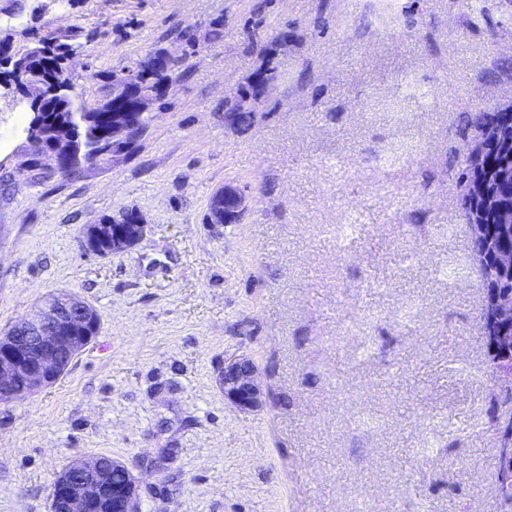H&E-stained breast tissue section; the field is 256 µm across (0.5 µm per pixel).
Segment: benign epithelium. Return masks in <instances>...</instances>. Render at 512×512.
Masks as SVG:
<instances>
[{"mask_svg": "<svg viewBox=\"0 0 512 512\" xmlns=\"http://www.w3.org/2000/svg\"><path fill=\"white\" fill-rule=\"evenodd\" d=\"M174 59L158 52L116 80V86L139 85L156 75L166 76L155 90L140 93L134 104L122 112L112 113L109 137L133 139L144 128L145 111L157 93L171 82ZM31 99L36 119L30 123L29 137L56 163L73 166L86 156L73 124L59 127L58 138H47L43 132L44 111L41 97L25 91ZM512 145V113L502 112L486 132L485 140L474 154L483 155L498 144ZM498 189L491 192L481 168L471 167L469 192L464 206L472 207L475 219L484 215L485 207L494 205V217L500 235L497 244H489L494 272L512 276V170L502 171ZM246 189L226 186L217 191L209 204V223L240 224L247 214ZM147 224L136 210H124L112 217L110 224H88L83 229L85 249L98 256H109L135 246L146 234ZM490 314L496 324L491 348L499 355L494 381L512 389V291H492ZM100 317L84 300L58 294L47 297L27 317L0 336V402L29 396L52 384L97 336ZM257 366L247 356L224 360L221 377L224 399L241 411H253L266 404V395L256 384ZM493 467L504 484L512 482V434L506 447L500 449ZM51 512H139L137 486L132 474L122 484L108 482L99 458L74 460L67 471L54 480Z\"/></svg>", "mask_w": 512, "mask_h": 512, "instance_id": "obj_1", "label": "benign epithelium"}]
</instances>
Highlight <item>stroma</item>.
Instances as JSON below:
<instances>
[{
    "label": "stroma",
    "mask_w": 512,
    "mask_h": 512,
    "mask_svg": "<svg viewBox=\"0 0 512 512\" xmlns=\"http://www.w3.org/2000/svg\"><path fill=\"white\" fill-rule=\"evenodd\" d=\"M40 38L79 44L80 112L153 53L177 65L143 132L71 172L0 87V333L58 292L101 317L53 384L0 403V512H50L102 454L140 512H497L459 117L512 108V0H0V43ZM269 64L252 128L225 122ZM227 185L247 219L207 223ZM126 209L145 237L86 252L83 225ZM235 355L260 410L224 398ZM257 366L247 356L224 361L221 377L224 398L241 411H253L266 404V395L256 384Z\"/></svg>",
    "instance_id": "obj_1"
}]
</instances>
